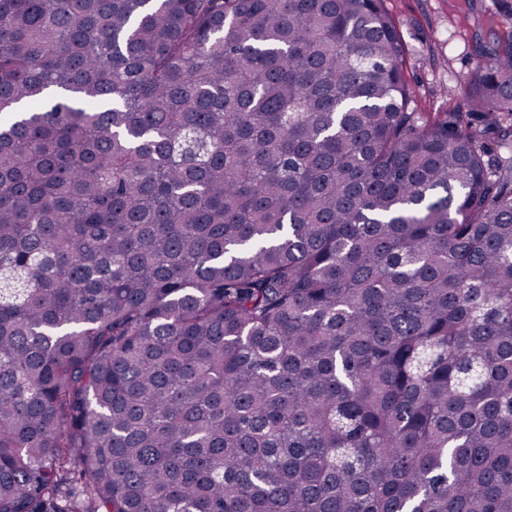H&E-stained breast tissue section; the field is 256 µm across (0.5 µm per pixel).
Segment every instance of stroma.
Instances as JSON below:
<instances>
[{
  "mask_svg": "<svg viewBox=\"0 0 512 512\" xmlns=\"http://www.w3.org/2000/svg\"><path fill=\"white\" fill-rule=\"evenodd\" d=\"M407 52L405 77L419 112L467 111L479 71L478 44L492 41L487 20L498 0H386Z\"/></svg>",
  "mask_w": 512,
  "mask_h": 512,
  "instance_id": "stroma-1",
  "label": "stroma"
}]
</instances>
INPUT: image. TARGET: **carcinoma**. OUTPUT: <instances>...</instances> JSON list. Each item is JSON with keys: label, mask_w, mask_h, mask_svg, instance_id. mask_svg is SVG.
Returning <instances> with one entry per match:
<instances>
[{"label": "carcinoma", "mask_w": 512, "mask_h": 512, "mask_svg": "<svg viewBox=\"0 0 512 512\" xmlns=\"http://www.w3.org/2000/svg\"><path fill=\"white\" fill-rule=\"evenodd\" d=\"M403 67L385 0H0V512H512V157Z\"/></svg>", "instance_id": "carcinoma-1"}]
</instances>
